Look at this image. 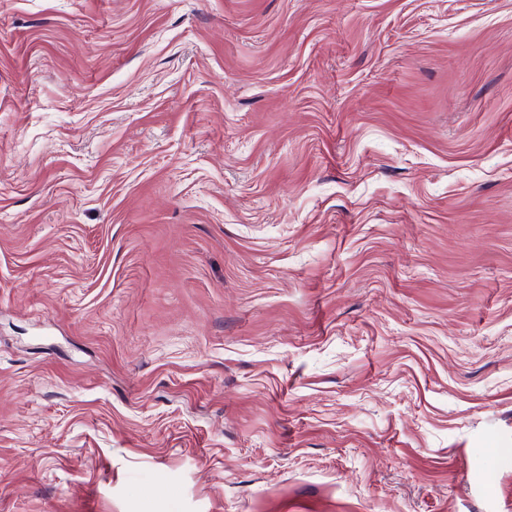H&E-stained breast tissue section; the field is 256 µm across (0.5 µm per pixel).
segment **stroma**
I'll return each instance as SVG.
<instances>
[{
    "instance_id": "1",
    "label": "stroma",
    "mask_w": 512,
    "mask_h": 512,
    "mask_svg": "<svg viewBox=\"0 0 512 512\" xmlns=\"http://www.w3.org/2000/svg\"><path fill=\"white\" fill-rule=\"evenodd\" d=\"M0 512H512V0H0Z\"/></svg>"
}]
</instances>
